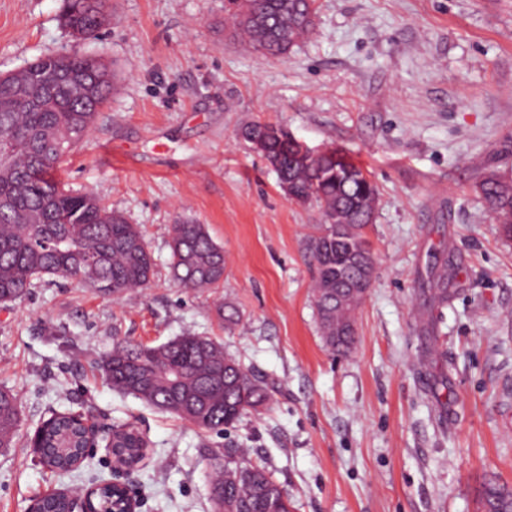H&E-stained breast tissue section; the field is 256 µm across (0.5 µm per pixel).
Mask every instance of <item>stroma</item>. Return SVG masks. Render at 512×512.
I'll return each mask as SVG.
<instances>
[{"instance_id": "obj_1", "label": "stroma", "mask_w": 512, "mask_h": 512, "mask_svg": "<svg viewBox=\"0 0 512 512\" xmlns=\"http://www.w3.org/2000/svg\"><path fill=\"white\" fill-rule=\"evenodd\" d=\"M316 7L313 34L267 59L225 42L224 0H109L86 40L63 26V0H0V74L61 50L114 73L58 175L139 225L155 263L121 295L58 278L0 303V389L21 402L16 445L0 448V512L111 478L102 439L84 469L38 461L28 443L55 411L137 427L140 512H211L209 459L227 448L271 470L295 512H481L486 478L512 489V242L475 192L489 165L512 173V0ZM256 121L315 154L342 149L378 188L375 279L347 352L325 346L311 295L305 243L321 215L289 200L241 138ZM181 217L223 247L219 287L173 280ZM443 247L456 270L447 306L431 309L418 279ZM185 333L273 386L271 408L219 436L107 384L100 362L116 342Z\"/></svg>"}]
</instances>
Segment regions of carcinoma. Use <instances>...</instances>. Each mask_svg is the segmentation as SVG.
<instances>
[{"label":"carcinoma","instance_id":"1","mask_svg":"<svg viewBox=\"0 0 512 512\" xmlns=\"http://www.w3.org/2000/svg\"><path fill=\"white\" fill-rule=\"evenodd\" d=\"M316 0H250L255 22L240 0H224L230 37L264 58L287 54L313 30ZM63 23L91 38L106 19V0H65ZM58 67L90 88L71 97L57 86L45 94L41 81ZM20 83L0 77V303L21 298L47 277H76L90 286L107 284L112 293L142 288L154 275V260L138 225L106 208L89 193L74 191L58 178L61 161L92 130L112 93L93 55L54 52L27 66ZM302 146L281 136L267 143L264 159L278 163L288 198L321 211L318 233L306 243L313 270V301L321 336L329 349L346 351L354 313L375 273V255L364 236L372 223L378 190L342 150L328 148L306 164L292 156ZM476 192L488 205L501 236L512 241V177L497 168L482 172ZM173 278L193 290L216 288L224 279V250L207 228L192 219L171 225ZM450 257L434 254L427 269V305L448 302ZM102 367L113 390L132 395L217 434L248 413L267 407L272 395L244 364L224 353L209 336L183 334L150 346L120 342ZM21 422L17 396L0 389V448H12ZM85 428L73 415L57 413L40 435L44 465L65 474L79 469ZM115 456L141 460L144 438L132 425L107 437ZM212 512H294V506L265 466L228 449L211 458ZM484 512H512V490L491 479L483 492Z\"/></svg>","mask_w":512,"mask_h":512}]
</instances>
